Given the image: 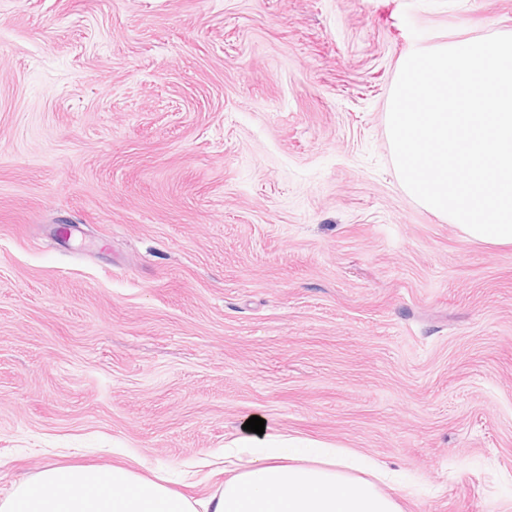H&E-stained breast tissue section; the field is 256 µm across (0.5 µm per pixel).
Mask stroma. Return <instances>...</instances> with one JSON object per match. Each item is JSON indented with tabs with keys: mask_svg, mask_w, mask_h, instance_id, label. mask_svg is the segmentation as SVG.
Masks as SVG:
<instances>
[{
	"mask_svg": "<svg viewBox=\"0 0 512 512\" xmlns=\"http://www.w3.org/2000/svg\"><path fill=\"white\" fill-rule=\"evenodd\" d=\"M494 35L512 0H0V497L51 457L203 497L258 415L512 512V245L386 123L407 55Z\"/></svg>",
	"mask_w": 512,
	"mask_h": 512,
	"instance_id": "35a3bbf8",
	"label": "stroma"
}]
</instances>
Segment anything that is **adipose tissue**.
I'll return each instance as SVG.
<instances>
[{"mask_svg": "<svg viewBox=\"0 0 512 512\" xmlns=\"http://www.w3.org/2000/svg\"><path fill=\"white\" fill-rule=\"evenodd\" d=\"M224 460L234 475L216 492L191 498L124 465L107 468L45 463L0 498V512H401L381 490L387 472L371 462L372 480L354 477L358 455L331 445L256 433L231 442Z\"/></svg>", "mask_w": 512, "mask_h": 512, "instance_id": "adipose-tissue-1", "label": "adipose tissue"}]
</instances>
